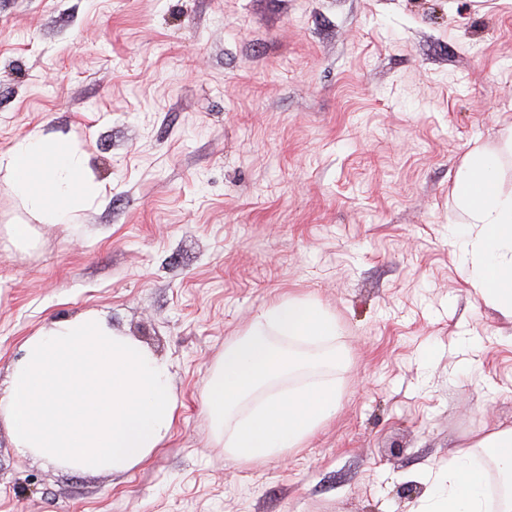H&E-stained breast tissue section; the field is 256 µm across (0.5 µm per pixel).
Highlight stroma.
I'll use <instances>...</instances> for the list:
<instances>
[{
	"instance_id": "1",
	"label": "stroma",
	"mask_w": 512,
	"mask_h": 512,
	"mask_svg": "<svg viewBox=\"0 0 512 512\" xmlns=\"http://www.w3.org/2000/svg\"><path fill=\"white\" fill-rule=\"evenodd\" d=\"M38 132L99 195L29 214L0 172V381L53 319L104 314L171 366L180 417L131 471L19 455L0 512H417L449 449L512 428V320L453 228L467 154L512 190V0H0V153ZM335 317V413L229 461L204 406L284 296Z\"/></svg>"
}]
</instances>
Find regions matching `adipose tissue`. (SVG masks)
<instances>
[{"label":"adipose tissue","instance_id":"1","mask_svg":"<svg viewBox=\"0 0 512 512\" xmlns=\"http://www.w3.org/2000/svg\"><path fill=\"white\" fill-rule=\"evenodd\" d=\"M11 191L45 224H68L95 184L74 150L32 133L0 154ZM499 161L472 152L454 193L477 228L470 241L472 280L484 303L512 320V192L496 182ZM178 404L170 365L100 314L55 320L23 344L0 385V420L20 454L58 468L97 475L145 462L171 436ZM487 451L504 487L486 490L487 468L473 465ZM424 512H512V429L454 449L434 483Z\"/></svg>","mask_w":512,"mask_h":512}]
</instances>
